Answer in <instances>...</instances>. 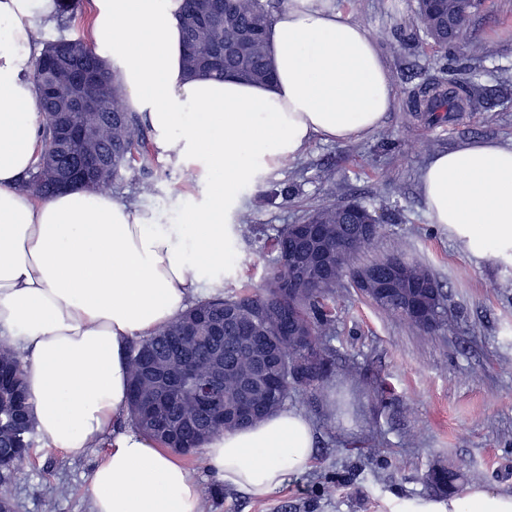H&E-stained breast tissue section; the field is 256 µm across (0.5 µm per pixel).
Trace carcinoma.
I'll list each match as a JSON object with an SVG mask.
<instances>
[{"label": "carcinoma", "mask_w": 512, "mask_h": 512, "mask_svg": "<svg viewBox=\"0 0 512 512\" xmlns=\"http://www.w3.org/2000/svg\"><path fill=\"white\" fill-rule=\"evenodd\" d=\"M201 0H183L179 20L185 46V66L192 75L224 77L229 68L239 74L243 83H269L274 77L267 37L249 42L237 57L217 59L224 44L237 41L247 31L268 30L274 15L287 5V0H233L226 19L206 27L198 24L202 12ZM481 0H416V19L420 27L438 48H456L469 53L470 72H475L492 57L491 46L469 40V24ZM92 63L102 68L99 58L80 37L44 42L36 60L34 83L36 108L42 103H59L53 111L43 112V145L64 139L70 125H88L94 136L79 143L68 142L65 148L82 154L90 161L88 189H101L118 179L122 172L140 161L149 162L146 125L143 116L131 112L123 104L120 83L104 77L98 112H73L67 102L75 67ZM462 85L435 79L411 95L410 111L436 115L464 112L470 101L460 93ZM61 164L56 156L41 151L34 171L23 178L21 187L38 199L56 193ZM369 216L371 211L358 203L321 205L309 211L304 224H322L330 232L327 261L333 271L317 280L292 278L289 248L293 240V225L282 226L273 243L278 261L272 267L259 290L241 294L217 296L193 303L183 314L155 335L134 342L128 351L131 368L129 393L132 422L162 448L182 455L196 456L213 435L229 429L242 428L258 422L285 405L296 390L316 391L331 369L325 347L331 324V307L336 287L346 273L336 267V239L350 221V211ZM407 281L429 280L436 290V303L443 307L444 292L434 275L420 264L400 258ZM224 321V345L216 348L200 339L205 321ZM224 351V413L229 414L243 399L241 382L263 368L273 370L279 379V389L268 398L258 388L250 395L256 406L243 422L205 420L192 390L178 388L169 400L162 417L140 418L134 408L135 393L147 396L149 386L141 383L151 372L174 369L186 361L195 363L197 374L206 372L213 354ZM318 360L319 366L310 373L299 371L302 361ZM23 362L15 351L0 349V500L9 496L6 488L15 478V466L34 446L35 427L31 419V403L23 379ZM464 463L451 465L445 479L459 488L468 478Z\"/></svg>", "instance_id": "carcinoma-1"}]
</instances>
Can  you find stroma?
Masks as SVG:
<instances>
[{
    "instance_id": "1",
    "label": "stroma",
    "mask_w": 512,
    "mask_h": 512,
    "mask_svg": "<svg viewBox=\"0 0 512 512\" xmlns=\"http://www.w3.org/2000/svg\"><path fill=\"white\" fill-rule=\"evenodd\" d=\"M374 39L388 69L394 102L379 130L356 142L313 141L295 161L241 189L236 262L225 293L261 286L276 260L269 238L306 210L357 202L379 220L363 266L402 255L442 284L453 331L424 332L390 316L352 286L338 289L326 338L335 362L319 392L296 391L288 408L315 428L308 471L288 476L255 498L225 487L204 462L185 457L200 485L205 512H409L438 500L425 478L436 463L465 460L475 485L512 492V262L465 253L447 227L431 223L420 172L438 153L471 140L512 142V0H487L473 18L474 41L496 56L473 77L470 111L436 120L409 110L410 92L441 76L462 78L470 62L432 46L418 25L415 0H334ZM148 174L124 172L113 198L154 209L178 224L202 190L183 168L151 150ZM152 191H143L144 182ZM288 196L271 197L272 189ZM99 444L74 459L37 440L18 464L9 494L16 512H91L88 479L102 459Z\"/></svg>"
}]
</instances>
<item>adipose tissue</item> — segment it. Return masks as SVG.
Returning <instances> with one entry per match:
<instances>
[{
    "label": "adipose tissue",
    "mask_w": 512,
    "mask_h": 512,
    "mask_svg": "<svg viewBox=\"0 0 512 512\" xmlns=\"http://www.w3.org/2000/svg\"><path fill=\"white\" fill-rule=\"evenodd\" d=\"M180 0H92L89 43L144 115L157 150L198 173L202 201L182 223L98 190L37 203L19 187L41 148L33 74L38 33L57 0H0V344L24 352L38 433L78 457L98 441L92 512H203L199 486L167 451L127 425L133 339L218 295L230 265L240 185L296 159L314 140L345 143L377 129L393 90L363 27L329 0H288L272 22L275 80L187 78ZM432 223L478 257L512 261V144L465 143L421 175ZM314 429L283 408L205 445L224 485L266 496L312 460ZM413 512H512V494L470 486Z\"/></svg>",
    "instance_id": "obj_1"
}]
</instances>
